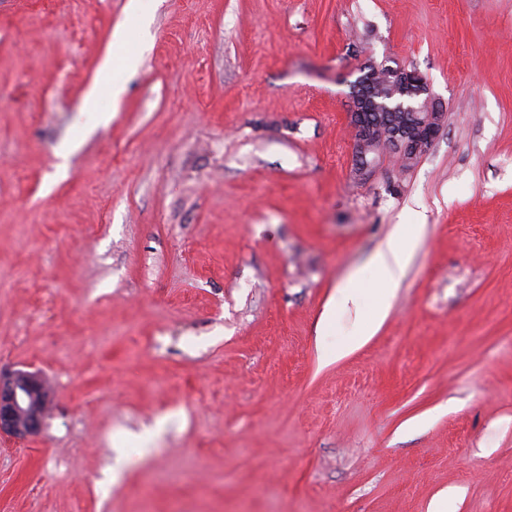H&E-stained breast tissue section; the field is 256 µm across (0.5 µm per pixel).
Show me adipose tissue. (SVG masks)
<instances>
[{"mask_svg": "<svg viewBox=\"0 0 512 512\" xmlns=\"http://www.w3.org/2000/svg\"><path fill=\"white\" fill-rule=\"evenodd\" d=\"M143 56L142 49L126 52L122 58L106 56L100 66L98 79L84 95L81 108L83 111L100 116L102 121H109V112L104 111L103 101L119 102L124 86L115 77L117 68H136ZM419 215H407L405 223L396 225L395 232L372 258V265L381 274L376 298L381 305H389L394 291L399 284L401 274L409 259L415 239Z\"/></svg>", "mask_w": 512, "mask_h": 512, "instance_id": "ef3b65f1", "label": "adipose tissue"}]
</instances>
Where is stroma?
I'll return each instance as SVG.
<instances>
[{
    "mask_svg": "<svg viewBox=\"0 0 512 512\" xmlns=\"http://www.w3.org/2000/svg\"><path fill=\"white\" fill-rule=\"evenodd\" d=\"M143 2L99 126L128 0H0V367L50 389L0 512H512V0ZM385 59L447 121L361 181L350 86ZM410 212L388 311L323 332ZM144 8L142 0H129L128 14L131 22L135 25L139 32L140 45L138 48L126 52L120 60H116L114 53L108 54L100 66L98 79L90 86L84 95L81 108L84 112H92L96 120L101 115V122L107 123L110 119V113L102 107L104 100H111L113 110L120 101L123 93L124 86L114 76V71L117 67L123 69H134L138 66L143 56V44L149 34L151 25V17L143 14ZM360 278L361 272L357 271L351 275V278L339 284L333 295L331 313L327 316L325 322L331 319L336 309L347 310L350 304L355 307L359 306L360 298L356 292L357 288H355V286Z\"/></svg>",
    "mask_w": 512,
    "mask_h": 512,
    "instance_id": "1",
    "label": "stroma"
}]
</instances>
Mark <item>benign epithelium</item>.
Listing matches in <instances>:
<instances>
[{
	"label": "benign epithelium",
	"instance_id": "1",
	"mask_svg": "<svg viewBox=\"0 0 512 512\" xmlns=\"http://www.w3.org/2000/svg\"><path fill=\"white\" fill-rule=\"evenodd\" d=\"M403 81V95L394 103L381 107L364 89L366 82L358 79L351 85L353 108L347 113L348 124L354 135L353 169L357 176L371 175L377 162L394 150L427 153L438 138L443 126L442 105L430 95L426 77L416 69L387 66ZM385 110L401 117V129L393 133L391 148L373 139L368 131L370 113ZM43 380L39 373L22 370H0V434L26 440L37 436L43 427L44 414L40 411Z\"/></svg>",
	"mask_w": 512,
	"mask_h": 512
}]
</instances>
